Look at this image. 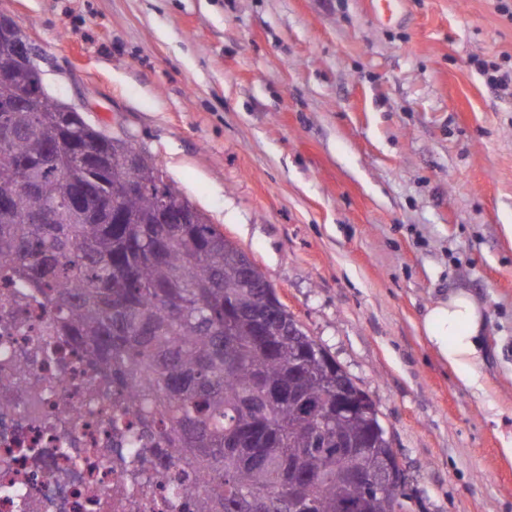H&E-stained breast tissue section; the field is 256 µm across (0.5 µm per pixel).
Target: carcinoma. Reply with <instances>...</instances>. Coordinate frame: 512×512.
<instances>
[{
	"instance_id": "1",
	"label": "carcinoma",
	"mask_w": 512,
	"mask_h": 512,
	"mask_svg": "<svg viewBox=\"0 0 512 512\" xmlns=\"http://www.w3.org/2000/svg\"><path fill=\"white\" fill-rule=\"evenodd\" d=\"M20 90L27 103L0 113L11 132L0 141L11 156L0 157V270L44 296L57 332L127 392L137 423L166 455L207 475L196 512H292V489L312 512H339L347 501L363 512H395L403 486L379 495L351 484L333 458L336 434L366 438L368 420L333 417L324 433L312 425L311 411L328 400L335 380L311 356L319 344L300 327L290 336L270 325L268 342L248 321L225 326L224 305L236 295L254 312L266 308L264 297L240 287L244 252L205 218L154 223L158 194L172 207L187 200L174 183L151 168L143 179L154 191L127 194L128 174L115 161L123 147L55 111L27 67L0 83V104L13 103ZM78 151L104 167L101 182L69 164ZM19 166L31 170V194L17 186ZM82 190L97 224L65 209ZM114 203L122 224L108 219ZM372 448L359 460L367 470L392 452L387 436ZM293 459L300 467L290 475Z\"/></svg>"
}]
</instances>
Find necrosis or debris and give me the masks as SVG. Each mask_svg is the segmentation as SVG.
Here are the masks:
<instances>
[{"label": "necrosis or debris", "instance_id": "obj_1", "mask_svg": "<svg viewBox=\"0 0 512 512\" xmlns=\"http://www.w3.org/2000/svg\"><path fill=\"white\" fill-rule=\"evenodd\" d=\"M0 512H192L207 480L130 433L111 377L59 335L46 301L0 285Z\"/></svg>", "mask_w": 512, "mask_h": 512}]
</instances>
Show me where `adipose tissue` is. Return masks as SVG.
Instances as JSON below:
<instances>
[{
	"label": "adipose tissue",
	"mask_w": 512,
	"mask_h": 512,
	"mask_svg": "<svg viewBox=\"0 0 512 512\" xmlns=\"http://www.w3.org/2000/svg\"><path fill=\"white\" fill-rule=\"evenodd\" d=\"M484 328L482 306L461 288L428 304L421 321L429 348L455 372L458 386L471 392L483 389L479 370Z\"/></svg>",
	"instance_id": "adipose-tissue-1"
}]
</instances>
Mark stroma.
<instances>
[{"instance_id":"1","label":"stroma","mask_w":512,"mask_h":512,"mask_svg":"<svg viewBox=\"0 0 512 512\" xmlns=\"http://www.w3.org/2000/svg\"><path fill=\"white\" fill-rule=\"evenodd\" d=\"M495 0H0L57 99L148 151L376 403L408 512H512V59ZM486 309L483 390L425 343ZM476 67L488 85L503 95L512 96V69L509 74L508 70L504 71L500 65L487 61H477Z\"/></svg>"}]
</instances>
